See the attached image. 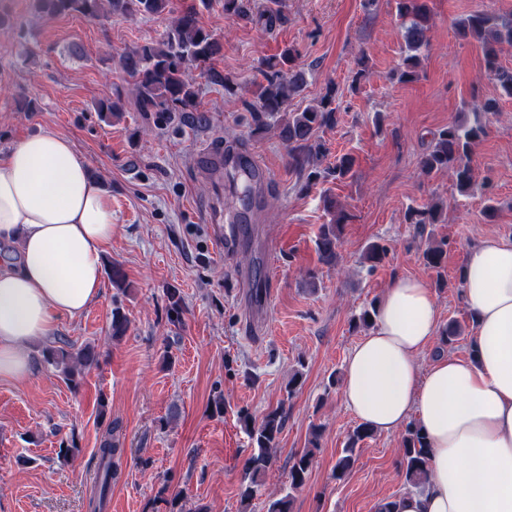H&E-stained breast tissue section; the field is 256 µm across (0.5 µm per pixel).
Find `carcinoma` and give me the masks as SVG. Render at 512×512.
<instances>
[{
	"label": "carcinoma",
	"mask_w": 512,
	"mask_h": 512,
	"mask_svg": "<svg viewBox=\"0 0 512 512\" xmlns=\"http://www.w3.org/2000/svg\"><path fill=\"white\" fill-rule=\"evenodd\" d=\"M36 10L45 17L76 14L97 20L103 16L114 19H128L138 16H162L171 11V0H34ZM211 0H188L179 14L166 26L161 40L155 45H143L123 53L121 68L134 82L136 106L140 112H154L157 117L178 119L190 126L205 127L209 123L205 110L198 101L195 84L186 77L190 67L200 70L207 82L234 91L239 83L235 78L214 66L224 46L218 35L205 28L201 14L209 9ZM224 15L229 18L250 17L251 0H224ZM396 8L405 30V41L409 55L404 58L403 67L397 71L398 79L410 82L417 78L419 53L428 45L429 14L424 0H396ZM461 36L472 37L482 48L486 74L495 81L500 91L512 97V70L502 68L499 56L504 46H512V17L503 18L488 12H475L457 23ZM263 82L258 84L257 101L250 109L251 125L259 131L268 126L271 119L279 120V138L288 148L290 166L304 176L301 190L321 180H344L353 176L355 158L345 155L336 164L326 168L320 161L325 157V145L318 133L336 126L337 107L334 106L336 90L330 89L314 106L300 112L288 111L290 99L302 91L306 83L305 73L295 64L292 50L286 48L279 56L269 60L261 71ZM499 111L498 101L487 99L473 109L476 118L472 123L453 122L437 134L434 144L423 154L420 166L423 173L447 171L455 178L457 189L462 193L473 190L474 176L470 165L473 145L485 134V125L478 115L494 114ZM96 112L100 119L108 122L124 112L121 95L98 102ZM326 210L332 214L329 223L319 228L316 240L320 261L329 265L336 261L340 246L342 224L346 220L343 210L336 201L325 199ZM441 208L430 204L421 208L410 207L406 221L416 225L424 233L426 225L440 223ZM447 243L437 241L423 254L425 264L436 271V286H447L442 270L446 258ZM387 247L380 243L368 245L363 254L368 269L373 270L383 262ZM375 305H370L353 319L354 331L374 327ZM129 320L120 308L112 311V337L125 335ZM44 361L55 367L73 386H78L77 377L86 369L99 363L100 351L86 345L78 351L63 339L49 345L42 351ZM238 421L251 441L253 453L244 464L247 483L242 486L240 504L247 510L266 482L274 464V449L282 432L286 416L284 407L279 405L267 410L259 419L248 412H242ZM118 424L109 422L105 436L98 448L101 473L97 490L104 497L106 490L117 478L123 449L112 443ZM372 431L364 424L350 433L344 455L339 457L334 468L336 479H342L350 470L356 447ZM313 463L312 450L296 456L289 470L288 491L267 500L266 512H290L292 492L302 488ZM400 473L404 485L410 491L422 493L428 483L429 444L421 428L411 423L402 436V460Z\"/></svg>",
	"instance_id": "obj_1"
}]
</instances>
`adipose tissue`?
Instances as JSON below:
<instances>
[{
    "instance_id": "obj_1",
    "label": "adipose tissue",
    "mask_w": 512,
    "mask_h": 512,
    "mask_svg": "<svg viewBox=\"0 0 512 512\" xmlns=\"http://www.w3.org/2000/svg\"><path fill=\"white\" fill-rule=\"evenodd\" d=\"M111 240L112 199L69 137L46 130L0 153V242L19 251L0 267V379L28 376L30 343L99 298ZM462 297L477 317L471 356L420 368L438 307L425 278L398 276L346 359V408L379 434L417 419L430 444L427 489L397 512H512V238L470 249Z\"/></svg>"
}]
</instances>
